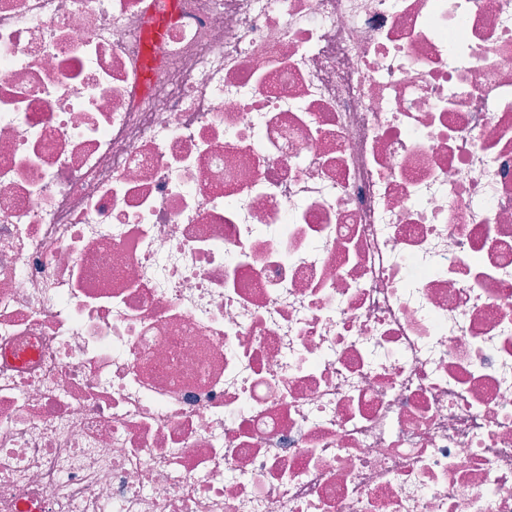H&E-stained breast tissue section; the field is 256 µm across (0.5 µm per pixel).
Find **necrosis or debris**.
Masks as SVG:
<instances>
[{"label":"necrosis or debris","instance_id":"necrosis-or-debris-1","mask_svg":"<svg viewBox=\"0 0 512 512\" xmlns=\"http://www.w3.org/2000/svg\"><path fill=\"white\" fill-rule=\"evenodd\" d=\"M0 0V512H512V0Z\"/></svg>","mask_w":512,"mask_h":512}]
</instances>
